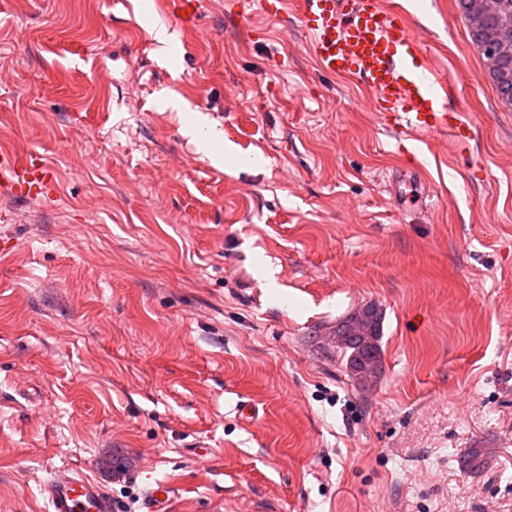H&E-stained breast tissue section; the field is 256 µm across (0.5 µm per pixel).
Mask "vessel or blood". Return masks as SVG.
<instances>
[{"instance_id":"b4317fda","label":"vessel or blood","mask_w":512,"mask_h":512,"mask_svg":"<svg viewBox=\"0 0 512 512\" xmlns=\"http://www.w3.org/2000/svg\"><path fill=\"white\" fill-rule=\"evenodd\" d=\"M308 50L319 70L359 81L376 99L387 126L407 139L419 132L453 137L459 149L472 138L464 112L448 109V95L402 13L384 0H299ZM55 172L43 157L0 152V187L17 199L51 192ZM49 512H115L96 480L75 471L50 478Z\"/></svg>"}]
</instances>
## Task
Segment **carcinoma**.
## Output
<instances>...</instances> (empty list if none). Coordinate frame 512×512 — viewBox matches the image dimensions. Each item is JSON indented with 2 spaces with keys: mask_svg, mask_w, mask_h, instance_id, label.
Returning a JSON list of instances; mask_svg holds the SVG:
<instances>
[{
  "mask_svg": "<svg viewBox=\"0 0 512 512\" xmlns=\"http://www.w3.org/2000/svg\"><path fill=\"white\" fill-rule=\"evenodd\" d=\"M501 10L493 15H486L481 9V0H457V6L467 22L471 40L481 45L486 39L501 32L512 39V0H500ZM507 81L494 79L499 98L507 105H512V59L506 65ZM373 315L370 332L365 336L351 334L346 324L338 326L336 336L327 341L330 346L329 357L333 362L350 373L358 383L368 382L375 377L382 360V325L381 316L376 306L367 305ZM489 465L487 453L481 448L471 449L461 461V472L465 474L480 473Z\"/></svg>",
  "mask_w": 512,
  "mask_h": 512,
  "instance_id": "cac0c4a2",
  "label": "carcinoma"
}]
</instances>
